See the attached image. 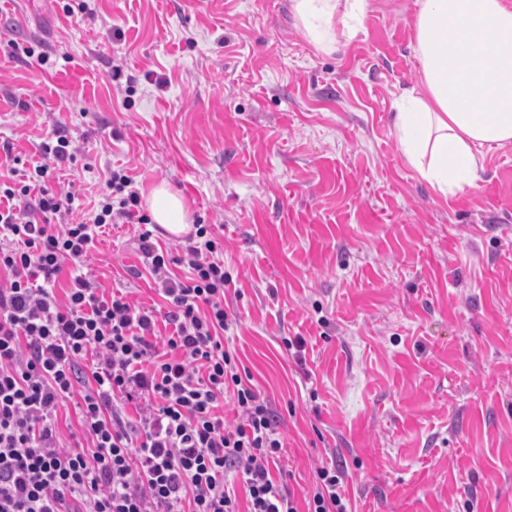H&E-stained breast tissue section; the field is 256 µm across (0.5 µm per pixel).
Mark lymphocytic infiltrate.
Masks as SVG:
<instances>
[{
    "mask_svg": "<svg viewBox=\"0 0 512 512\" xmlns=\"http://www.w3.org/2000/svg\"><path fill=\"white\" fill-rule=\"evenodd\" d=\"M55 137L29 163L0 147L10 163L0 178V512H239L237 480L246 512H349L336 467L317 468L300 501L278 472L280 420L224 344L230 278L209 228L196 225L175 252L141 233L165 313L105 294L86 264L96 236L149 218L120 171L78 218L75 192L51 187L75 158L66 132ZM161 318L173 327L165 336ZM76 393L81 437L70 443L58 408Z\"/></svg>",
    "mask_w": 512,
    "mask_h": 512,
    "instance_id": "f902f5d3",
    "label": "lymphocytic infiltrate"
}]
</instances>
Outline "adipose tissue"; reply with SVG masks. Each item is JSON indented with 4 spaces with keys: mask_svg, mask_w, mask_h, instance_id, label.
<instances>
[{
    "mask_svg": "<svg viewBox=\"0 0 512 512\" xmlns=\"http://www.w3.org/2000/svg\"><path fill=\"white\" fill-rule=\"evenodd\" d=\"M413 50L422 94L407 90L393 115L406 162L439 195L480 188L484 147L512 146V5L507 0H417ZM298 26L320 52L363 22V0H292ZM154 223L189 231L188 211L166 186L146 199Z\"/></svg>",
    "mask_w": 512,
    "mask_h": 512,
    "instance_id": "obj_1",
    "label": "adipose tissue"
}]
</instances>
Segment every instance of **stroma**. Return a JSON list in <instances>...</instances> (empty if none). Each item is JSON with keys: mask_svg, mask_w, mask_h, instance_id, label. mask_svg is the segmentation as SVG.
<instances>
[{"mask_svg": "<svg viewBox=\"0 0 512 512\" xmlns=\"http://www.w3.org/2000/svg\"><path fill=\"white\" fill-rule=\"evenodd\" d=\"M416 10L365 0L324 54L291 0H0V143L35 158L66 128L55 185L81 186V216L121 170L211 225L295 496L333 463L351 512H512V148L486 149L474 194L407 165ZM145 230L107 229L89 262L150 306Z\"/></svg>", "mask_w": 512, "mask_h": 512, "instance_id": "stroma-1", "label": "stroma"}]
</instances>
